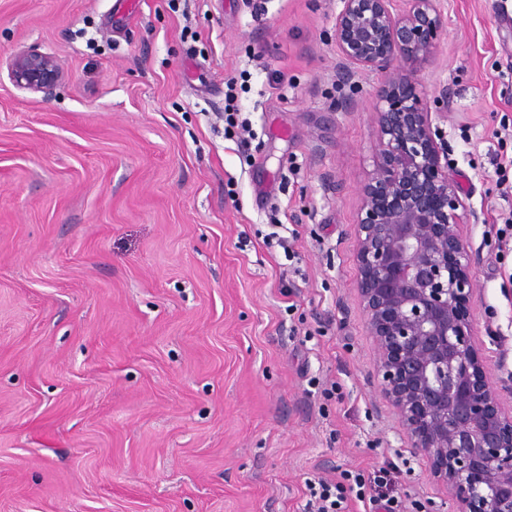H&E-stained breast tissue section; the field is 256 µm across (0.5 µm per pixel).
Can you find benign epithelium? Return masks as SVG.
Wrapping results in <instances>:
<instances>
[{"label": "benign epithelium", "mask_w": 512, "mask_h": 512, "mask_svg": "<svg viewBox=\"0 0 512 512\" xmlns=\"http://www.w3.org/2000/svg\"><path fill=\"white\" fill-rule=\"evenodd\" d=\"M336 77L380 76L375 168L354 227L356 290L378 354L379 388L408 447L459 512H512V383L497 389L473 314L478 257L463 243L475 214L448 173L432 106L417 73L445 29L440 0H339ZM20 89L49 93L64 79L58 59L15 54Z\"/></svg>", "instance_id": "7a95c632"}]
</instances>
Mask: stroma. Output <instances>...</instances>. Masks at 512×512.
I'll return each instance as SVG.
<instances>
[{"label":"stroma","mask_w":512,"mask_h":512,"mask_svg":"<svg viewBox=\"0 0 512 512\" xmlns=\"http://www.w3.org/2000/svg\"><path fill=\"white\" fill-rule=\"evenodd\" d=\"M338 0H0V512H303L387 468L458 512L376 376L353 229L377 75ZM419 79L479 221L473 305L512 372V0H441ZM32 49L66 78L10 80ZM252 134L224 136L227 81ZM348 107H341V100ZM10 76L19 89L47 94L62 83L64 70L56 57L31 50L13 56Z\"/></svg>","instance_id":"35a3bbf8"}]
</instances>
